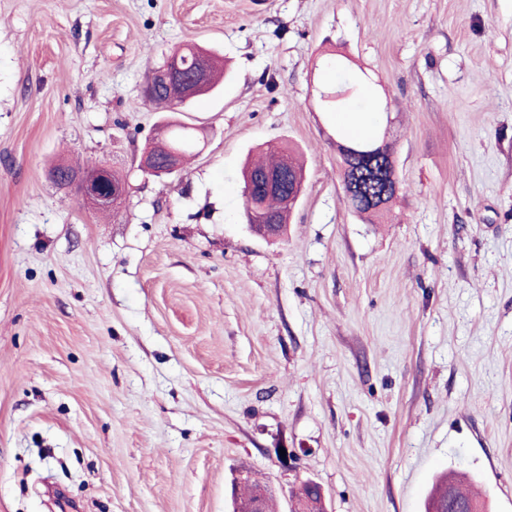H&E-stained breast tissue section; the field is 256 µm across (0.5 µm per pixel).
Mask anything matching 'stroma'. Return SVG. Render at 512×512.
Listing matches in <instances>:
<instances>
[{
  "label": "stroma",
  "instance_id": "1",
  "mask_svg": "<svg viewBox=\"0 0 512 512\" xmlns=\"http://www.w3.org/2000/svg\"><path fill=\"white\" fill-rule=\"evenodd\" d=\"M228 76L180 112L175 46ZM387 103L400 191L349 207L326 68ZM201 132L139 170L162 123ZM285 142L305 190L271 242L242 167ZM130 190L89 208L51 167ZM424 512L444 471L512 512V0H0V512ZM201 50L202 48L191 45H179L172 48L165 62L156 68L152 72V75L159 72L157 74L158 80L168 79L172 76V73L163 68L166 65L170 66L178 60L183 70L184 77L172 79L168 82H161L157 86H154L151 95L145 97L147 101L157 105L165 112H180V109L186 105L188 101L213 90L223 74V64L221 59L216 55L203 49L208 54L206 55ZM201 55L205 56L208 60V70L204 82L198 84L192 81L190 77L195 72L197 61ZM198 65L199 68L193 77L196 80L201 78L203 71L207 67L205 58L201 57L198 61ZM196 131L194 127L183 122L165 124L163 126V137L158 140L161 146V156H163L166 148L174 149L179 154L180 164L178 155L174 152H168L167 163L164 166H157L154 160L156 154L154 148L143 155L139 164L140 169L144 173L158 177L175 173L180 165L182 168L186 157L193 154L197 149Z\"/></svg>",
  "mask_w": 512,
  "mask_h": 512
}]
</instances>
